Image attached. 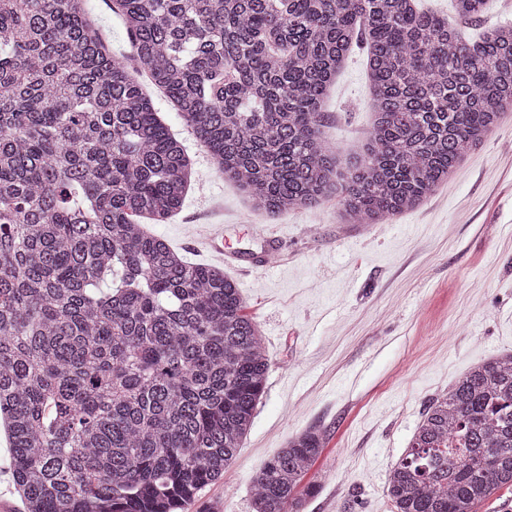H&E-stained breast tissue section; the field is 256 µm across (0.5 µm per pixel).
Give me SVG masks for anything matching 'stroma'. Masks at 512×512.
Returning <instances> with one entry per match:
<instances>
[{"label":"stroma","mask_w":512,"mask_h":512,"mask_svg":"<svg viewBox=\"0 0 512 512\" xmlns=\"http://www.w3.org/2000/svg\"><path fill=\"white\" fill-rule=\"evenodd\" d=\"M193 178L153 233L193 263L207 239L271 264L225 265L260 324L269 369L243 447L189 512H252V479L288 439L316 427L325 446L303 512H390L385 480L431 398L472 366L512 350V116L416 211L344 224L336 200L275 217L251 209L163 96ZM322 132L352 153L371 123L366 52L352 48L326 99Z\"/></svg>","instance_id":"stroma-1"}]
</instances>
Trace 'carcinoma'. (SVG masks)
Here are the masks:
<instances>
[{
	"label": "carcinoma",
	"mask_w": 512,
	"mask_h": 512,
	"mask_svg": "<svg viewBox=\"0 0 512 512\" xmlns=\"http://www.w3.org/2000/svg\"><path fill=\"white\" fill-rule=\"evenodd\" d=\"M486 0H453L459 20ZM88 0H0V436L24 512H186L253 424L268 358L219 266L161 224L186 149ZM142 67L215 171L276 215L335 197L346 224L418 208L512 112V24L475 40L417 0H112ZM374 113L361 152L322 138L350 48ZM479 52L473 51V46ZM316 428L253 478L302 512ZM512 489V351L433 398L389 471L392 512H476Z\"/></svg>",
	"instance_id": "carcinoma-1"
}]
</instances>
